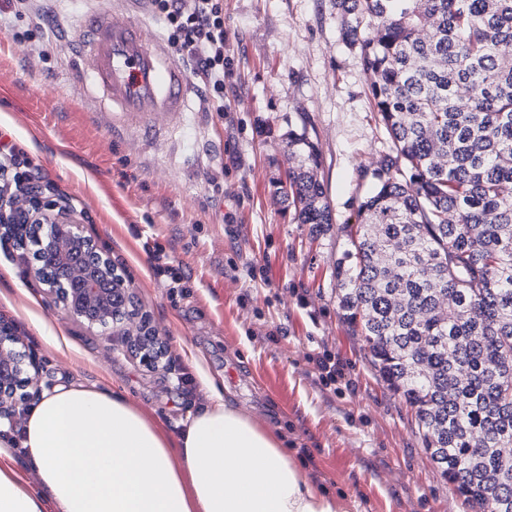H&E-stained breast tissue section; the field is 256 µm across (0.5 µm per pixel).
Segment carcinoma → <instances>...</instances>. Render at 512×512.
I'll list each match as a JSON object with an SVG mask.
<instances>
[{
    "label": "carcinoma",
    "mask_w": 512,
    "mask_h": 512,
    "mask_svg": "<svg viewBox=\"0 0 512 512\" xmlns=\"http://www.w3.org/2000/svg\"><path fill=\"white\" fill-rule=\"evenodd\" d=\"M391 139L336 301L472 512H512V0H333ZM279 194L331 223L321 155L288 131Z\"/></svg>",
    "instance_id": "carcinoma-1"
}]
</instances>
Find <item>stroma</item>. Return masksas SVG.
Returning a JSON list of instances; mask_svg holds the SVG:
<instances>
[{
    "label": "stroma",
    "instance_id": "obj_1",
    "mask_svg": "<svg viewBox=\"0 0 512 512\" xmlns=\"http://www.w3.org/2000/svg\"><path fill=\"white\" fill-rule=\"evenodd\" d=\"M95 0H35V31L0 0V139L22 149L48 194L125 272L167 341L150 371L98 329L68 317L31 273L30 251L0 239V319L37 359L35 389L75 382L121 390L175 428L222 382L261 423L280 427L306 475L342 512H471L440 478L410 407L371 365L336 303V261L372 172L389 152L369 77L344 46L331 0H224L229 73L223 112L195 81L180 118L125 128L72 79ZM318 146L332 223L294 220L274 184L288 130ZM153 237L182 286L155 275ZM255 267L248 278L245 267ZM345 367L349 389L321 384L313 347ZM197 364H190V357Z\"/></svg>",
    "mask_w": 512,
    "mask_h": 512
}]
</instances>
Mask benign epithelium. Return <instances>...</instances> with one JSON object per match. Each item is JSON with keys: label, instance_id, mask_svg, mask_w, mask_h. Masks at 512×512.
Returning <instances> with one entry per match:
<instances>
[{"label": "benign epithelium", "instance_id": "7a95c632", "mask_svg": "<svg viewBox=\"0 0 512 512\" xmlns=\"http://www.w3.org/2000/svg\"><path fill=\"white\" fill-rule=\"evenodd\" d=\"M30 203L38 210L37 222L13 224L0 199V236L23 249L34 246L32 270L69 317L89 329L107 331L144 367H164L166 341L135 304L133 288L112 258L62 202L33 194ZM51 268L59 271L54 279L46 274ZM20 345L16 327L0 320V421L11 424L21 419L20 407L30 399L27 367L33 359Z\"/></svg>", "mask_w": 512, "mask_h": 512}]
</instances>
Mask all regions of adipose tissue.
<instances>
[{"label":"adipose tissue","mask_w":512,"mask_h":512,"mask_svg":"<svg viewBox=\"0 0 512 512\" xmlns=\"http://www.w3.org/2000/svg\"><path fill=\"white\" fill-rule=\"evenodd\" d=\"M170 433L118 391L45 389L0 436V512H340L283 436L212 389ZM24 449L30 485L15 458Z\"/></svg>","instance_id":"adipose-tissue-1"}]
</instances>
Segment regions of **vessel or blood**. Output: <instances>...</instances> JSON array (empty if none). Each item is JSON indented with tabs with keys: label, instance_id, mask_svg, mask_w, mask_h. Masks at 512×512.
Here are the masks:
<instances>
[{
	"label": "vessel or blood",
	"instance_id": "b4317fda",
	"mask_svg": "<svg viewBox=\"0 0 512 512\" xmlns=\"http://www.w3.org/2000/svg\"><path fill=\"white\" fill-rule=\"evenodd\" d=\"M170 57L168 43L154 30L99 7L75 59L77 72L99 91L101 111L171 120L187 109L190 79Z\"/></svg>",
	"mask_w": 512,
	"mask_h": 512
}]
</instances>
